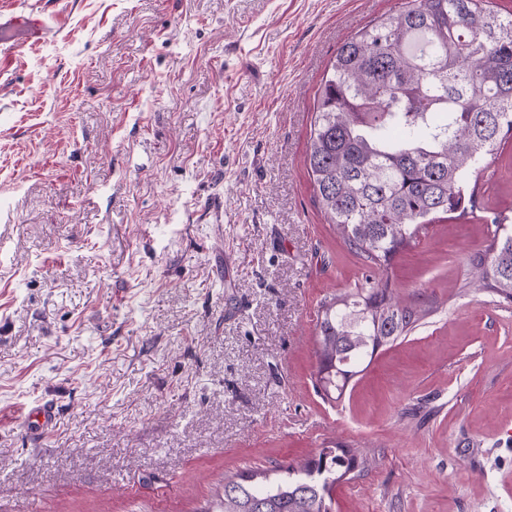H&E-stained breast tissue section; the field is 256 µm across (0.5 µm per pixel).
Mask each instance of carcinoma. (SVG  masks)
<instances>
[{"label": "carcinoma", "mask_w": 512, "mask_h": 512, "mask_svg": "<svg viewBox=\"0 0 512 512\" xmlns=\"http://www.w3.org/2000/svg\"><path fill=\"white\" fill-rule=\"evenodd\" d=\"M505 133H512V16L491 0H404L338 48L304 164L327 223L381 268L436 216L475 207ZM473 279L512 301V227L497 226ZM365 282L320 306L317 379L328 397L342 395L365 358L425 315L388 284ZM355 462L333 445L272 474L226 479L217 512H332V492Z\"/></svg>", "instance_id": "obj_1"}]
</instances>
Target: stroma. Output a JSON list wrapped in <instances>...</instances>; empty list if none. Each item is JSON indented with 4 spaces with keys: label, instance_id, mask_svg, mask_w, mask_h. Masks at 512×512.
I'll use <instances>...</instances> for the list:
<instances>
[{
    "label": "stroma",
    "instance_id": "obj_1",
    "mask_svg": "<svg viewBox=\"0 0 512 512\" xmlns=\"http://www.w3.org/2000/svg\"><path fill=\"white\" fill-rule=\"evenodd\" d=\"M400 4L0 0L54 20L0 46V512H212L330 442L365 461L333 512H512V302L469 284L512 136L383 272L303 165L329 61ZM368 275L426 314L332 401L317 313ZM29 418L31 419L30 430L40 435L52 427L55 410L50 404H38L30 409Z\"/></svg>",
    "mask_w": 512,
    "mask_h": 512
}]
</instances>
